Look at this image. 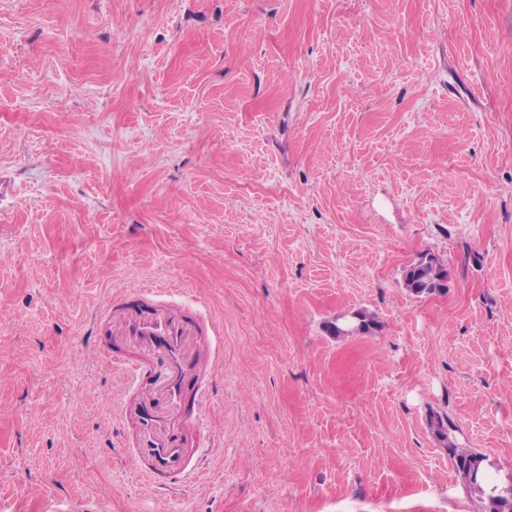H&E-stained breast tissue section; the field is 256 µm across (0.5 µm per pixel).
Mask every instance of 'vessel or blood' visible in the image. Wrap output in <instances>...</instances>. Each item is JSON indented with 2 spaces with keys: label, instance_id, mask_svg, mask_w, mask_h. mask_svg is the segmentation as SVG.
<instances>
[{
  "label": "vessel or blood",
  "instance_id": "vessel-or-blood-1",
  "mask_svg": "<svg viewBox=\"0 0 512 512\" xmlns=\"http://www.w3.org/2000/svg\"><path fill=\"white\" fill-rule=\"evenodd\" d=\"M94 336L124 382L119 415L132 429L129 451L139 475L163 493L199 477L202 463L189 435L216 445L205 419L220 355L217 324L199 307L165 300L163 289L146 285L110 300Z\"/></svg>",
  "mask_w": 512,
  "mask_h": 512
}]
</instances>
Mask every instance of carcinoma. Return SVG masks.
Wrapping results in <instances>:
<instances>
[{
	"label": "carcinoma",
	"instance_id": "carcinoma-1",
	"mask_svg": "<svg viewBox=\"0 0 512 512\" xmlns=\"http://www.w3.org/2000/svg\"><path fill=\"white\" fill-rule=\"evenodd\" d=\"M448 270L433 257H422L410 264L404 274L407 289L416 296L431 295L444 287ZM429 427L436 439L448 451L456 474L483 504L482 512H512V495L487 481L488 471L496 464L480 452L459 448L450 437L453 423L446 416L432 414Z\"/></svg>",
	"mask_w": 512,
	"mask_h": 512
}]
</instances>
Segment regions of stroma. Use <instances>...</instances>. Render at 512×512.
Here are the masks:
<instances>
[{
  "label": "stroma",
  "mask_w": 512,
  "mask_h": 512,
  "mask_svg": "<svg viewBox=\"0 0 512 512\" xmlns=\"http://www.w3.org/2000/svg\"><path fill=\"white\" fill-rule=\"evenodd\" d=\"M144 285L223 327L170 512H481L428 418L512 474V0H0V512H151ZM448 270L434 257H421L410 264L404 274V284L416 296L431 295L440 291L445 285Z\"/></svg>",
  "instance_id": "1"
}]
</instances>
